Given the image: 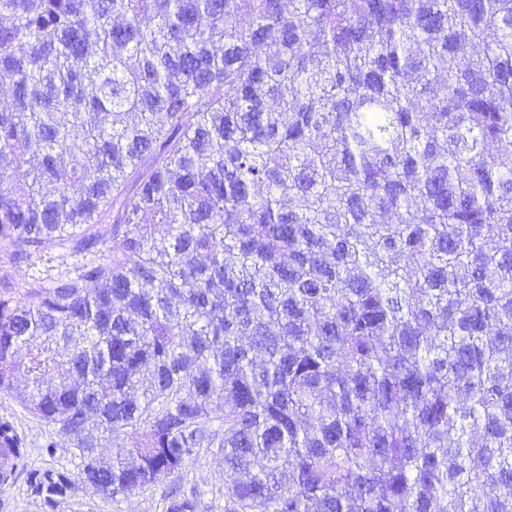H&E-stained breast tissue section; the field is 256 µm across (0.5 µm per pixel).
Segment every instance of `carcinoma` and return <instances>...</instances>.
Returning a JSON list of instances; mask_svg holds the SVG:
<instances>
[{"label":"carcinoma","instance_id":"obj_1","mask_svg":"<svg viewBox=\"0 0 512 512\" xmlns=\"http://www.w3.org/2000/svg\"><path fill=\"white\" fill-rule=\"evenodd\" d=\"M0 83L5 256H83L0 277V394L92 494L512 512V0H0ZM45 256L42 257L43 261L37 262L35 267L40 268L45 274L54 275L60 271H64L65 267H71L73 263H76L78 258H70L62 255L57 247L46 249ZM185 474L187 478L195 480L204 490H207L203 500L202 512H220L212 510L209 506L223 505V464L212 455H202L196 461L189 463Z\"/></svg>","mask_w":512,"mask_h":512}]
</instances>
